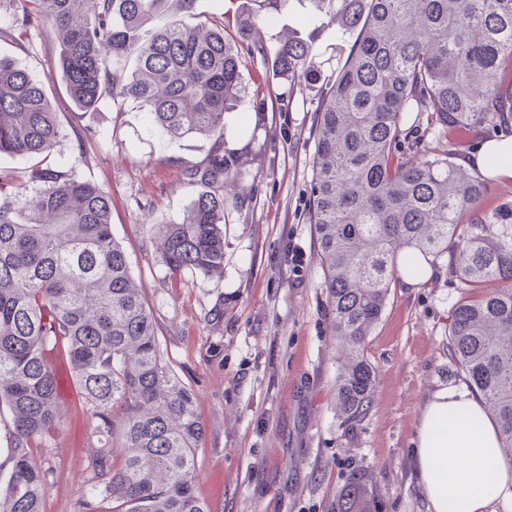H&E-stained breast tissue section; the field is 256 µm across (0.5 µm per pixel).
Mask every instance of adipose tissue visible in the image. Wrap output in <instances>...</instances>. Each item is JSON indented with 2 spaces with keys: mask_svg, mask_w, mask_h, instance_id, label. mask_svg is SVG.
<instances>
[{
  "mask_svg": "<svg viewBox=\"0 0 512 512\" xmlns=\"http://www.w3.org/2000/svg\"><path fill=\"white\" fill-rule=\"evenodd\" d=\"M416 456L431 512H486L492 502H512L497 427L465 389L443 387L426 400Z\"/></svg>",
  "mask_w": 512,
  "mask_h": 512,
  "instance_id": "ef3b65f1",
  "label": "adipose tissue"
}]
</instances>
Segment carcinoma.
Wrapping results in <instances>:
<instances>
[{
	"label": "carcinoma",
	"mask_w": 512,
	"mask_h": 512,
	"mask_svg": "<svg viewBox=\"0 0 512 512\" xmlns=\"http://www.w3.org/2000/svg\"><path fill=\"white\" fill-rule=\"evenodd\" d=\"M290 0H242L249 32ZM354 37L334 78L320 79L312 45L294 30L249 51L279 78L319 84L308 191L334 335L336 415L351 430L372 408L367 356L399 268L416 254L445 259L463 295L448 326V356L495 421L512 463V202L487 209L488 180L402 147L406 112L448 128L512 122V0H311ZM194 0H0L20 29L46 28L60 47L67 96L81 110L103 100L144 107L171 139L209 141L183 170L196 195L182 219L149 224L173 274L224 273V189L239 171L225 149L241 56L224 29L174 20ZM67 137L45 82L0 55V157L29 162L30 194L0 177V409L11 417L0 461V512H42L51 474L42 462L61 422L57 359L105 439L87 469L79 512H211L195 493L203 426L191 389L163 361L157 325L112 235V198L58 170ZM335 512H380L366 478L350 477Z\"/></svg>",
	"instance_id": "obj_1"
}]
</instances>
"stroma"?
<instances>
[{"instance_id": "1", "label": "stroma", "mask_w": 512, "mask_h": 512, "mask_svg": "<svg viewBox=\"0 0 512 512\" xmlns=\"http://www.w3.org/2000/svg\"><path fill=\"white\" fill-rule=\"evenodd\" d=\"M236 8L235 0H196L186 22L221 25L235 41ZM320 23L309 0H291L259 33L272 47L286 27L314 37L315 63L327 77L348 49ZM0 54L49 80L66 129L93 133L80 151L63 140L55 162L112 197V233L158 322L164 358L196 397L205 434L195 490L212 512H333L337 491L355 471L368 473L384 512H430L415 447L427 396L467 385L448 357V324L461 291L442 259L417 287L393 282L367 343L377 369L375 402L346 431L334 410L336 339L307 220L315 86L302 77L270 80L266 65L242 52L239 100L227 115L226 148L239 153L241 175L224 209V274L175 276L143 227L181 219L194 194L183 168L206 156L208 142L149 129L133 102L78 111L55 77L58 46L44 30H28L19 46L0 40ZM496 134L486 125L458 143L423 120L402 126L403 138L418 139L431 156L451 145L464 156ZM60 410L64 426L47 455L53 474L43 512H76L98 445L76 392Z\"/></svg>"}]
</instances>
